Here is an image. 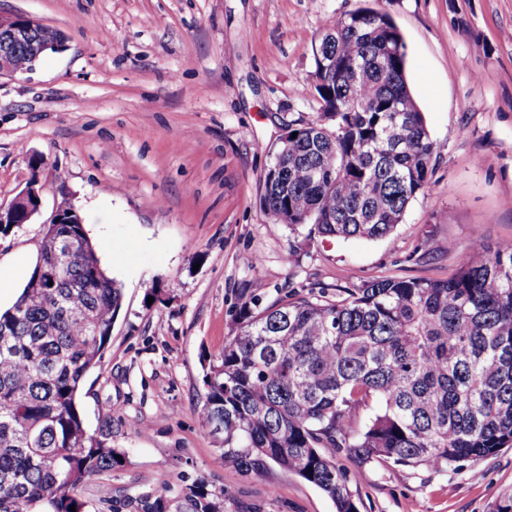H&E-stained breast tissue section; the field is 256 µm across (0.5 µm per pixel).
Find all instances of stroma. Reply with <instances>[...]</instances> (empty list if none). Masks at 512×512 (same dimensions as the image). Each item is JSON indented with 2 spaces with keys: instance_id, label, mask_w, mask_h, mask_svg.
<instances>
[{
  "instance_id": "1",
  "label": "stroma",
  "mask_w": 512,
  "mask_h": 512,
  "mask_svg": "<svg viewBox=\"0 0 512 512\" xmlns=\"http://www.w3.org/2000/svg\"><path fill=\"white\" fill-rule=\"evenodd\" d=\"M368 6L407 45L406 77L436 144L430 188L378 240L323 237L272 223L262 175L290 129L316 119L315 50L326 27ZM66 46L0 77V204L43 156L38 220L0 227V309L26 284L67 189L122 306L102 368L87 374L84 426L112 430L123 463L83 484L108 499L204 477L233 491L224 512H336L298 475L224 466L222 437L199 416L210 363L237 331L243 301L335 297L382 278L444 279L473 236L512 245V0H0ZM359 512H494L512 489V448L457 469L361 466Z\"/></svg>"
}]
</instances>
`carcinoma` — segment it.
<instances>
[{
    "label": "carcinoma",
    "mask_w": 512,
    "mask_h": 512,
    "mask_svg": "<svg viewBox=\"0 0 512 512\" xmlns=\"http://www.w3.org/2000/svg\"><path fill=\"white\" fill-rule=\"evenodd\" d=\"M51 27L12 46L15 63ZM315 60L322 112L295 129L263 175L260 203L279 224L324 237L378 239L430 186L435 143L406 82L407 47L386 13L360 8L329 24ZM43 246L13 305L0 312V512H86L76 493L122 463L112 431L90 433L78 411L101 366L122 288L81 224H45ZM446 279L385 278L336 299L290 294L245 302L237 333L205 375L200 417L224 438V460L273 462L358 512L336 463L448 468L512 447V246L473 240ZM55 288H48V283ZM382 408L357 427L356 412ZM234 497L205 479L110 512H224Z\"/></svg>",
    "instance_id": "carcinoma-1"
}]
</instances>
